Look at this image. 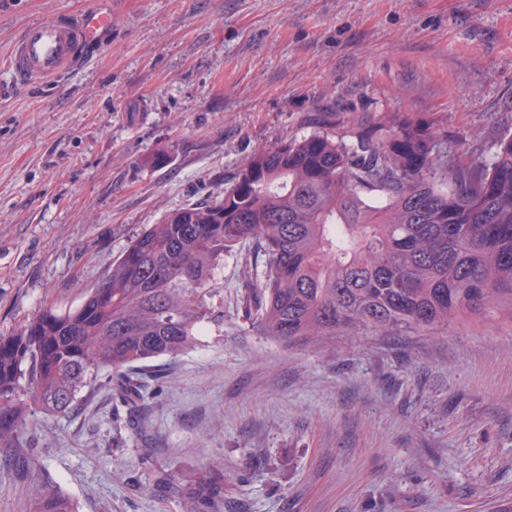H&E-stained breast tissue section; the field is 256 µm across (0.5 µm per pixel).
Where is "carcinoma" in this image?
Segmentation results:
<instances>
[{"mask_svg": "<svg viewBox=\"0 0 512 512\" xmlns=\"http://www.w3.org/2000/svg\"><path fill=\"white\" fill-rule=\"evenodd\" d=\"M314 125L251 154L224 195L148 225L78 306H42L0 334V453L30 465L31 412H71L103 372L136 406L138 365L180 355L207 325L222 331L224 258L245 245L263 260L247 301L281 341L512 325V134L488 160L481 133L450 143L408 112ZM216 496L200 483L189 512ZM34 512L75 508L43 482Z\"/></svg>", "mask_w": 512, "mask_h": 512, "instance_id": "obj_1", "label": "carcinoma"}]
</instances>
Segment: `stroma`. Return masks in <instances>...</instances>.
I'll return each instance as SVG.
<instances>
[{"label": "stroma", "instance_id": "stroma-1", "mask_svg": "<svg viewBox=\"0 0 512 512\" xmlns=\"http://www.w3.org/2000/svg\"><path fill=\"white\" fill-rule=\"evenodd\" d=\"M97 0H0V54ZM101 52L61 81L0 70V334L79 305L148 224L223 193L248 155L410 112L484 156L512 131V0H110ZM224 260V330L140 368L136 416L106 390L36 413V473L0 462V512L39 482L77 512H512V331L264 335ZM172 474L171 483L159 478Z\"/></svg>", "mask_w": 512, "mask_h": 512}]
</instances>
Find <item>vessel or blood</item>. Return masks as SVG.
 <instances>
[{
    "mask_svg": "<svg viewBox=\"0 0 512 512\" xmlns=\"http://www.w3.org/2000/svg\"><path fill=\"white\" fill-rule=\"evenodd\" d=\"M111 29V12L99 6L79 14H55L25 27L0 67L22 83L51 80L99 51Z\"/></svg>",
    "mask_w": 512,
    "mask_h": 512,
    "instance_id": "vessel-or-blood-1",
    "label": "vessel or blood"
}]
</instances>
